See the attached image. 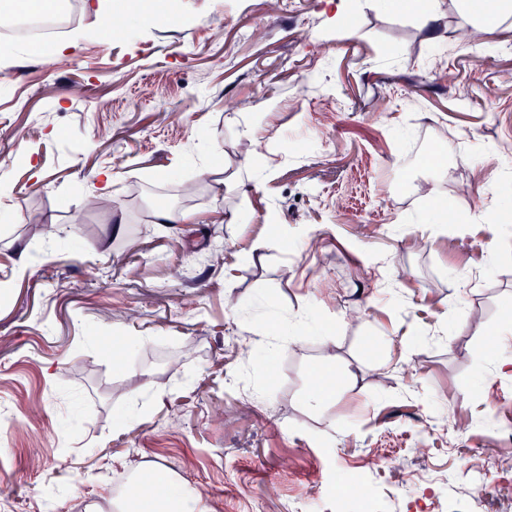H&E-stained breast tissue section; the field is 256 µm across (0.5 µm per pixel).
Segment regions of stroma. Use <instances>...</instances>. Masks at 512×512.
Here are the masks:
<instances>
[{
  "label": "stroma",
  "instance_id": "1",
  "mask_svg": "<svg viewBox=\"0 0 512 512\" xmlns=\"http://www.w3.org/2000/svg\"><path fill=\"white\" fill-rule=\"evenodd\" d=\"M107 2L129 35L81 39L66 67L55 48L0 49V505L88 512L158 463L201 512H294L298 487L336 512L327 488L362 473L382 512H504L512 223L494 215L512 190V19L474 48L453 42L451 0L436 41L372 0H346L351 35L334 0H180L178 24ZM404 135L447 163L397 196ZM248 158L275 171L261 189ZM207 163L235 183L214 192ZM93 195L105 206L87 210ZM440 203L468 223L427 222ZM160 205L184 222L151 223ZM299 317L301 344L258 362L249 340ZM128 336L145 354L118 372ZM330 358L347 380L309 412Z\"/></svg>",
  "mask_w": 512,
  "mask_h": 512
}]
</instances>
